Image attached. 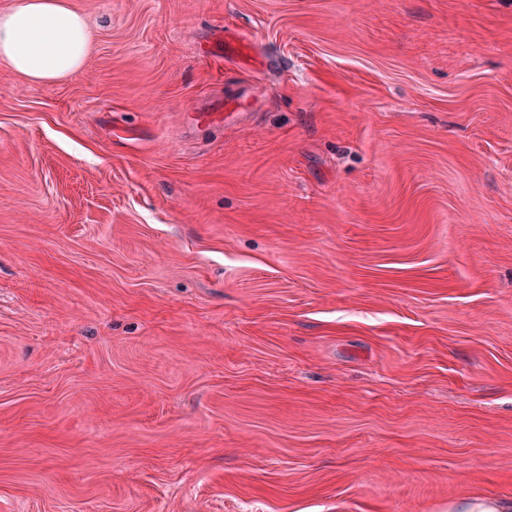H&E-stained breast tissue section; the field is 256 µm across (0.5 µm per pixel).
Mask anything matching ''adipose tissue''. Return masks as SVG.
Instances as JSON below:
<instances>
[{"label":"adipose tissue","mask_w":512,"mask_h":512,"mask_svg":"<svg viewBox=\"0 0 512 512\" xmlns=\"http://www.w3.org/2000/svg\"><path fill=\"white\" fill-rule=\"evenodd\" d=\"M96 36L71 0H13L0 11V64L38 85L82 74Z\"/></svg>","instance_id":"1"}]
</instances>
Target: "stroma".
<instances>
[{
    "instance_id": "1",
    "label": "stroma",
    "mask_w": 512,
    "mask_h": 512,
    "mask_svg": "<svg viewBox=\"0 0 512 512\" xmlns=\"http://www.w3.org/2000/svg\"><path fill=\"white\" fill-rule=\"evenodd\" d=\"M73 3L0 68V512L512 499V0ZM96 36L71 0H14L0 11V64L38 85L82 74ZM207 55L242 62L249 58L250 48L235 29L221 27L215 30ZM249 105L248 98L243 94L226 96L211 104L210 108L187 112L185 118L191 124L221 127L230 120L244 116Z\"/></svg>"
}]
</instances>
